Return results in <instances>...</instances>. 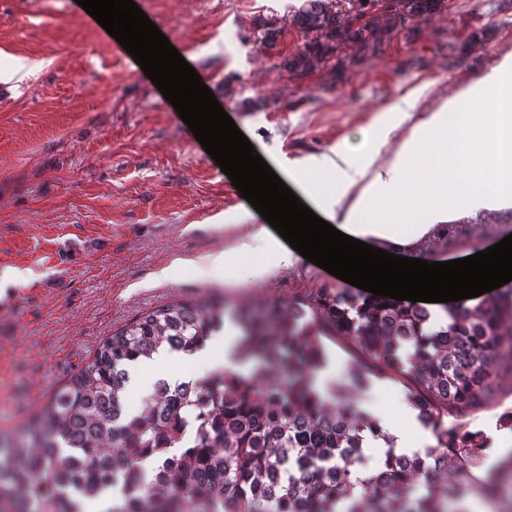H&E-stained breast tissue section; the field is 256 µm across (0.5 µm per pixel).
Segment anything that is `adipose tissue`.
Here are the masks:
<instances>
[{
    "instance_id": "adipose-tissue-1",
    "label": "adipose tissue",
    "mask_w": 512,
    "mask_h": 512,
    "mask_svg": "<svg viewBox=\"0 0 512 512\" xmlns=\"http://www.w3.org/2000/svg\"><path fill=\"white\" fill-rule=\"evenodd\" d=\"M288 178L344 234L407 256L423 249L449 213L512 203V57L413 129L389 166L374 167L370 154L339 146L288 169ZM349 198L334 214L327 195ZM235 329L206 341L188 356L195 367L249 374L235 356ZM375 419L398 451L418 452L428 443L414 411L387 391L356 407Z\"/></svg>"
}]
</instances>
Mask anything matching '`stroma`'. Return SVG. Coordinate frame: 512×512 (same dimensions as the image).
<instances>
[{"label":"stroma","mask_w":512,"mask_h":512,"mask_svg":"<svg viewBox=\"0 0 512 512\" xmlns=\"http://www.w3.org/2000/svg\"><path fill=\"white\" fill-rule=\"evenodd\" d=\"M135 2L209 72L220 105L273 168L340 143L387 162L413 125L512 55V0H449L379 54L348 48L336 82L280 66L302 44L288 23L301 0ZM260 16L278 23L273 48L253 33ZM2 54L48 65L17 90L0 85V434L18 433L103 338L155 306L284 316L316 289L341 287L302 258L254 277L258 241L223 268L191 266L253 225L250 205L76 0H0ZM510 234V205L454 213L425 258L460 259Z\"/></svg>","instance_id":"stroma-1"}]
</instances>
